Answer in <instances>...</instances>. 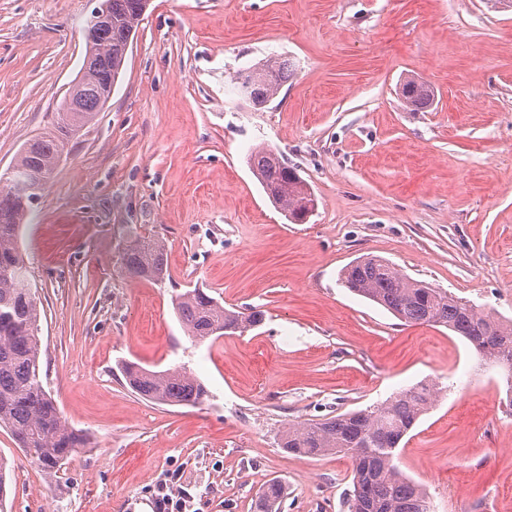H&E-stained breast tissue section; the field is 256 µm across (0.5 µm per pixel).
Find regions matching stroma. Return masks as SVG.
Instances as JSON below:
<instances>
[{"mask_svg":"<svg viewBox=\"0 0 512 512\" xmlns=\"http://www.w3.org/2000/svg\"><path fill=\"white\" fill-rule=\"evenodd\" d=\"M98 0H0V174L45 132L79 78ZM295 71L264 108L238 74ZM428 84L431 107L399 95ZM266 146L316 206L294 224L249 164ZM169 278H128L139 237ZM41 311L42 380L89 437L48 480L0 429L7 512H253L282 478L281 512H348L351 463L280 446L289 424L444 392L397 464L432 512H512V403L502 368L442 327L405 326L345 288L377 256L512 320V7L490 0H151L94 125L69 146L18 242ZM200 287L264 323L199 341L173 308ZM183 369L202 405L148 401L121 365Z\"/></svg>","mask_w":512,"mask_h":512,"instance_id":"1","label":"stroma"}]
</instances>
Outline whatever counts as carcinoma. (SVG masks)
Here are the masks:
<instances>
[{
  "instance_id": "carcinoma-1",
  "label": "carcinoma",
  "mask_w": 512,
  "mask_h": 512,
  "mask_svg": "<svg viewBox=\"0 0 512 512\" xmlns=\"http://www.w3.org/2000/svg\"><path fill=\"white\" fill-rule=\"evenodd\" d=\"M149 0H103L111 16L107 24L89 23L87 54L79 77L81 101L64 99L49 131L31 139L7 176L0 177V428L7 430L47 477L89 443L59 411L41 376L40 310L29 287L18 248V235L31 204L52 178L65 147L90 124L104 106L122 69L129 40L143 19ZM292 74L290 62L269 60L238 81V92L255 109L267 105ZM400 94L417 109L432 105L434 93L408 79ZM250 166L268 198L288 220L303 223L315 208L310 186L297 169L267 148L255 149ZM41 176L39 192L19 195L9 181L16 174ZM122 265L132 278L163 282L169 275L163 240L138 238L125 249ZM341 283L352 292L383 307L406 325L439 326L463 337L484 360L506 372L512 392V321L505 324L490 312L431 284L414 280L387 261L367 256L341 271ZM175 311L188 335L205 340L243 332L263 324L258 307L228 310L201 288L175 298ZM128 385L140 396L169 406H196L208 396L198 379L178 369L152 371L136 363L122 365ZM443 388L417 384L381 403L319 420L288 425L281 444L287 451L316 457L343 454L351 460L353 490L348 512H431L423 488L396 463L398 449L420 417L435 404ZM287 493L278 478L263 484L256 512H279Z\"/></svg>"
}]
</instances>
